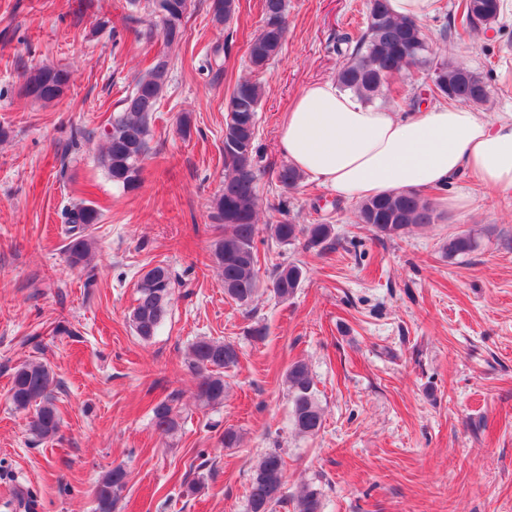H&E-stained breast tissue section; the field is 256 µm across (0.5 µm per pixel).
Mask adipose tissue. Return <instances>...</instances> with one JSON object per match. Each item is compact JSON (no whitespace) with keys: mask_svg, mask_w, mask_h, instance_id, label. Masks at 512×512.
<instances>
[{"mask_svg":"<svg viewBox=\"0 0 512 512\" xmlns=\"http://www.w3.org/2000/svg\"><path fill=\"white\" fill-rule=\"evenodd\" d=\"M278 144L291 165L342 199L443 187L463 175L512 197L511 112L492 122L463 104L390 112L325 80L295 98Z\"/></svg>","mask_w":512,"mask_h":512,"instance_id":"1","label":"adipose tissue"}]
</instances>
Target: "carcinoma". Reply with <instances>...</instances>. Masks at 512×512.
<instances>
[{"instance_id": "cac0c4a2", "label": "carcinoma", "mask_w": 512, "mask_h": 512, "mask_svg": "<svg viewBox=\"0 0 512 512\" xmlns=\"http://www.w3.org/2000/svg\"><path fill=\"white\" fill-rule=\"evenodd\" d=\"M190 0H128L130 18L141 10L154 15L153 26L165 45L181 40L183 20ZM213 21L227 28L238 21L240 0H209ZM500 0H458L456 13L449 17L441 38L462 40L482 27L494 24L499 16ZM286 0H261L262 25L247 48L249 68L265 71L279 55L286 38ZM353 45L347 62L338 70V85L368 103L385 92L391 82L413 71H428L431 95L436 99L482 105L490 96L483 73L438 60L432 55L429 38L421 24L412 18H396L388 0H370L366 28L358 35L345 36ZM227 46H215L207 69L218 77L227 70ZM170 78V60L166 53L135 79L132 90L120 101L109 127L104 129L105 144L97 164L118 188L132 190L141 180L143 163L149 152L151 119L157 111ZM69 83V72L54 65H43L24 76L23 92L34 102L51 103L62 97ZM264 96L261 83L250 77L236 80L229 96L224 123V181L214 195L210 219L220 230L211 244L210 258L217 268L224 294L245 305L259 290L256 239L258 195L261 174L257 145L258 111ZM302 174L289 164L277 172V181L285 188L296 187ZM283 219L267 225L271 238L282 245L304 241V247L323 250L336 245L331 224H296L288 219L287 202L278 205ZM358 217L380 238H397L412 225L433 224L440 218L435 204L417 190H402L371 197L360 202ZM68 263L73 268H89L94 258V241L89 233L100 222L101 212L90 201L72 205L65 211ZM479 247L476 234L462 231L448 239L443 250L450 257L467 256ZM303 269L296 263H280L271 272L274 293L282 300L292 297L300 287ZM174 285L170 269L156 265L147 270L137 285L136 305L129 321L136 336L148 341L157 335L168 314ZM190 366L198 376L196 396L204 407L224 403V370L239 360L235 344L222 339L203 338L190 346ZM54 376L36 360L26 361L12 374L9 400L17 411L34 409L29 430L37 441L54 439L60 430V415L53 396ZM291 423L297 434L314 437L323 427V413L316 395L314 377L303 361L293 362L286 373ZM170 397L153 408L155 426L164 433L179 427ZM127 472L116 466L103 475L95 487L97 512H113L126 484ZM284 460L276 451L261 456L254 466L246 499V512H275L292 506L293 512H321L320 491L308 486L290 499L283 491Z\"/></svg>"}]
</instances>
